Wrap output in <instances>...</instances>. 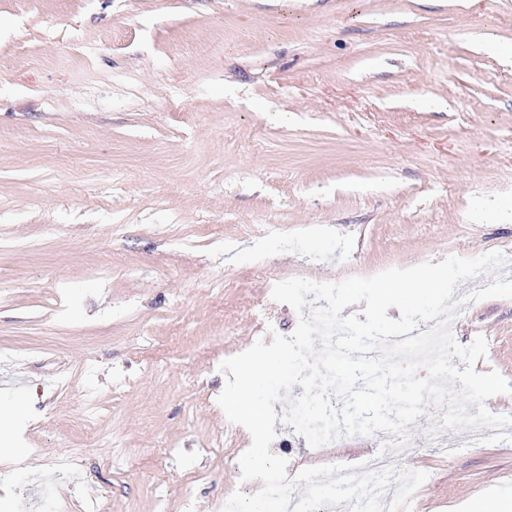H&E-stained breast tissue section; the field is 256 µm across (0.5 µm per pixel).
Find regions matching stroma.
Wrapping results in <instances>:
<instances>
[{"label":"stroma","instance_id":"stroma-1","mask_svg":"<svg viewBox=\"0 0 512 512\" xmlns=\"http://www.w3.org/2000/svg\"><path fill=\"white\" fill-rule=\"evenodd\" d=\"M512 0H0V512H223L251 444L221 364L280 281L512 258ZM512 382V299L463 306ZM410 429L417 512H481L512 427ZM289 473L388 435L311 447ZM79 453L60 470L63 449ZM176 457L158 464L163 449Z\"/></svg>","mask_w":512,"mask_h":512}]
</instances>
